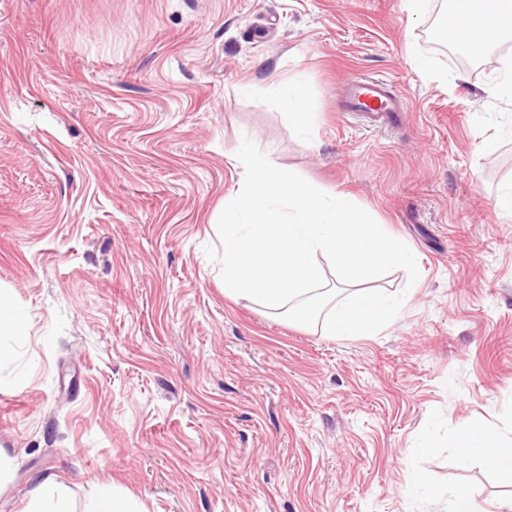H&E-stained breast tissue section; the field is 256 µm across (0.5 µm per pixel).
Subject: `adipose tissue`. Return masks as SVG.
Returning a JSON list of instances; mask_svg holds the SVG:
<instances>
[{"label":"adipose tissue","instance_id":"adipose-tissue-1","mask_svg":"<svg viewBox=\"0 0 512 512\" xmlns=\"http://www.w3.org/2000/svg\"><path fill=\"white\" fill-rule=\"evenodd\" d=\"M457 23L448 29L450 44L470 53H478L512 35V0H495L487 8L486 0H454L451 10ZM281 102L288 124L298 133H309L313 124V106L301 82L286 84ZM462 459L482 457L492 467L512 475V442L506 443L491 432L467 431L453 440Z\"/></svg>","mask_w":512,"mask_h":512}]
</instances>
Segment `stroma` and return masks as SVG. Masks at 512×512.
Segmentation results:
<instances>
[{
  "label": "stroma",
  "mask_w": 512,
  "mask_h": 512,
  "mask_svg": "<svg viewBox=\"0 0 512 512\" xmlns=\"http://www.w3.org/2000/svg\"><path fill=\"white\" fill-rule=\"evenodd\" d=\"M448 0H0V287L28 335L0 365V512L49 483L140 512H486L512 480L452 437L512 438V104L507 42L461 62ZM424 59L428 71L416 68ZM355 74L403 125L338 111ZM317 114L288 125L280 86ZM250 138L407 243L410 291L371 336H327L224 294L216 223ZM433 441L432 454L417 451ZM430 491H411V473ZM86 512H139L136 505L107 487L100 489L99 495ZM448 512H486V510L471 490L458 487L448 494Z\"/></svg>",
  "instance_id": "35a3bbf8"
}]
</instances>
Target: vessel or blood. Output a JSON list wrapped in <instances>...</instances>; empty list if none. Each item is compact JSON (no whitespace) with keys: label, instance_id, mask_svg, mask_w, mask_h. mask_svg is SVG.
I'll list each match as a JSON object with an SVG mask.
<instances>
[{"label":"vessel or blood","instance_id":"1","mask_svg":"<svg viewBox=\"0 0 512 512\" xmlns=\"http://www.w3.org/2000/svg\"><path fill=\"white\" fill-rule=\"evenodd\" d=\"M339 109L360 116L365 128L380 130L399 124L407 104L387 80L355 76L341 88Z\"/></svg>","mask_w":512,"mask_h":512}]
</instances>
